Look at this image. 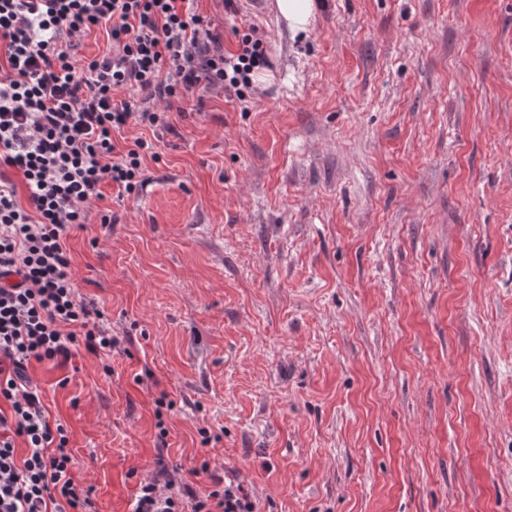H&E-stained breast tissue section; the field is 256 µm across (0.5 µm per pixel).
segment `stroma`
Returning <instances> with one entry per match:
<instances>
[{
	"mask_svg": "<svg viewBox=\"0 0 512 512\" xmlns=\"http://www.w3.org/2000/svg\"><path fill=\"white\" fill-rule=\"evenodd\" d=\"M273 3L195 0L271 79L188 94L66 241L121 340L29 368L72 473L97 512L160 459L258 512H512V0H325L297 35Z\"/></svg>",
	"mask_w": 512,
	"mask_h": 512,
	"instance_id": "1",
	"label": "stroma"
}]
</instances>
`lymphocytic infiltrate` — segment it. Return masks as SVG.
<instances>
[{"instance_id":"obj_1","label":"lymphocytic infiltrate","mask_w":512,"mask_h":512,"mask_svg":"<svg viewBox=\"0 0 512 512\" xmlns=\"http://www.w3.org/2000/svg\"><path fill=\"white\" fill-rule=\"evenodd\" d=\"M192 2L0 0V512L94 505L29 366L65 364L76 345L108 353L118 344L104 312L79 300L66 248L103 184L132 194L147 182L153 143L122 147L117 135L131 125L169 129L167 110L203 85L245 100L268 64L263 40L249 34L225 51ZM100 26L107 51L78 56ZM176 481L168 473L140 483L133 512H255L239 483L217 477L209 493L188 485L177 496Z\"/></svg>"}]
</instances>
